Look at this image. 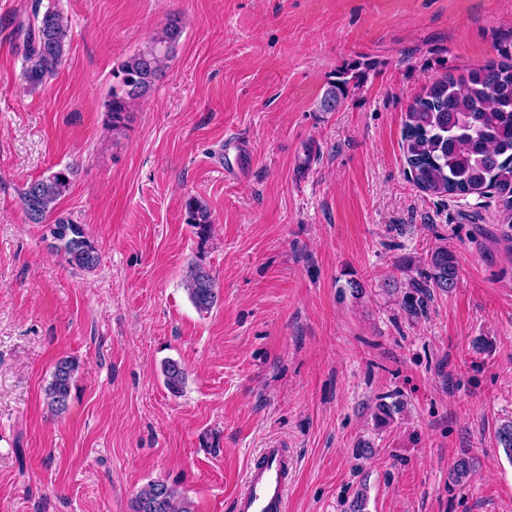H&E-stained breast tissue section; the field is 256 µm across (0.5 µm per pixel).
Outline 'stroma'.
<instances>
[{
	"instance_id": "35a3bbf8",
	"label": "stroma",
	"mask_w": 512,
	"mask_h": 512,
	"mask_svg": "<svg viewBox=\"0 0 512 512\" xmlns=\"http://www.w3.org/2000/svg\"><path fill=\"white\" fill-rule=\"evenodd\" d=\"M30 2L0 0V512H135L155 480L193 512H232L274 446L295 461L287 512H350L361 489L364 512H512L495 439L512 418V246L485 200L421 192L403 151L431 79L512 50V0H42L70 44L37 87L11 36ZM173 18L174 54L113 128V67ZM356 64L358 87L325 111ZM68 165L57 212L96 244L90 271L21 206ZM442 239L457 284L408 317L406 284ZM193 264L220 289L203 315L182 286ZM67 356L79 371L57 415L44 388ZM381 396L403 409L378 422ZM465 454L476 467L452 484ZM347 72H340L337 79L329 85L322 100V106L326 111H334L349 94L350 79L345 75ZM187 224L196 229L199 238L205 239L212 230V216L209 209L198 200L190 199L186 203Z\"/></svg>"
}]
</instances>
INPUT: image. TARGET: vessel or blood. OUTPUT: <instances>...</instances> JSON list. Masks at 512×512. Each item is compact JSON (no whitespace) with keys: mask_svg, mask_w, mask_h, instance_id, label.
Wrapping results in <instances>:
<instances>
[{"mask_svg":"<svg viewBox=\"0 0 512 512\" xmlns=\"http://www.w3.org/2000/svg\"><path fill=\"white\" fill-rule=\"evenodd\" d=\"M289 466L286 449H261L235 498V512H286Z\"/></svg>","mask_w":512,"mask_h":512,"instance_id":"vessel-or-blood-1","label":"vessel or blood"}]
</instances>
